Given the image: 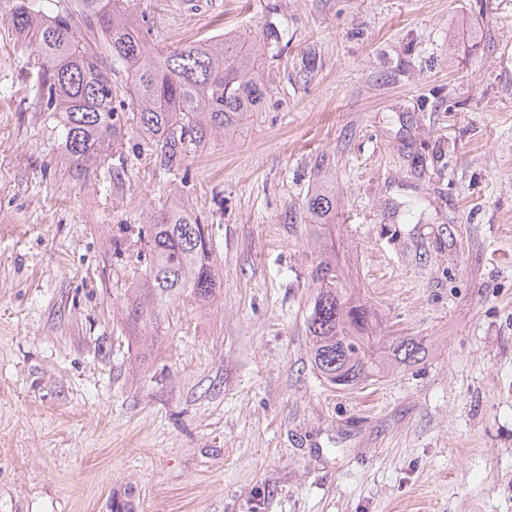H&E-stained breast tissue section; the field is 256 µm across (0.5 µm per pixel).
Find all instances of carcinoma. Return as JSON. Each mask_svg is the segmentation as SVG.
<instances>
[{"label": "carcinoma", "instance_id": "1", "mask_svg": "<svg viewBox=\"0 0 512 512\" xmlns=\"http://www.w3.org/2000/svg\"><path fill=\"white\" fill-rule=\"evenodd\" d=\"M6 8L20 48L35 59L40 111L79 177L97 171L131 132L155 166L175 173L189 151L258 111L270 91L261 42L223 36L155 53L133 0H7ZM305 213L320 239L336 222L333 178L309 191ZM137 242L143 267L132 282L131 321L186 292L208 301L222 287L208 225L179 193L149 210ZM308 278L318 285L306 321L310 358L324 383L363 389L425 358L417 337L377 333L374 308L349 291L333 252L317 250Z\"/></svg>", "mask_w": 512, "mask_h": 512}]
</instances>
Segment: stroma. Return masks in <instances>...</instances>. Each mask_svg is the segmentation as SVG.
I'll return each mask as SVG.
<instances>
[{
  "mask_svg": "<svg viewBox=\"0 0 512 512\" xmlns=\"http://www.w3.org/2000/svg\"><path fill=\"white\" fill-rule=\"evenodd\" d=\"M138 4L158 52L275 28L270 93L178 173L133 136L77 179L0 14V512H512V0ZM325 162V243L427 350L352 391L306 328ZM175 186L223 287L135 323ZM305 213L309 220L315 239L319 240L323 226L336 222V185L330 176L324 177L309 191L305 200Z\"/></svg>",
  "mask_w": 512,
  "mask_h": 512,
  "instance_id": "stroma-1",
  "label": "stroma"
}]
</instances>
